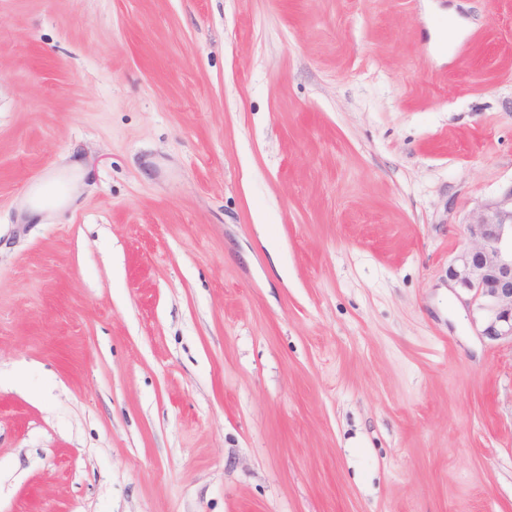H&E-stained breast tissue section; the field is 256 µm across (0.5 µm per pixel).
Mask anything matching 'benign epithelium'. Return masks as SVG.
Returning a JSON list of instances; mask_svg holds the SVG:
<instances>
[{
    "label": "benign epithelium",
    "instance_id": "obj_1",
    "mask_svg": "<svg viewBox=\"0 0 512 512\" xmlns=\"http://www.w3.org/2000/svg\"><path fill=\"white\" fill-rule=\"evenodd\" d=\"M465 230L468 243L449 267L450 280L469 295L478 335L512 347V190L474 212Z\"/></svg>",
    "mask_w": 512,
    "mask_h": 512
}]
</instances>
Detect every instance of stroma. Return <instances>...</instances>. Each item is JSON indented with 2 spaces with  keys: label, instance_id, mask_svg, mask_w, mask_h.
<instances>
[{
  "label": "stroma",
  "instance_id": "stroma-1",
  "mask_svg": "<svg viewBox=\"0 0 512 512\" xmlns=\"http://www.w3.org/2000/svg\"><path fill=\"white\" fill-rule=\"evenodd\" d=\"M511 191L512 0H0V512H512ZM465 248L449 267L478 335L512 348V191L474 212Z\"/></svg>",
  "mask_w": 512,
  "mask_h": 512
}]
</instances>
